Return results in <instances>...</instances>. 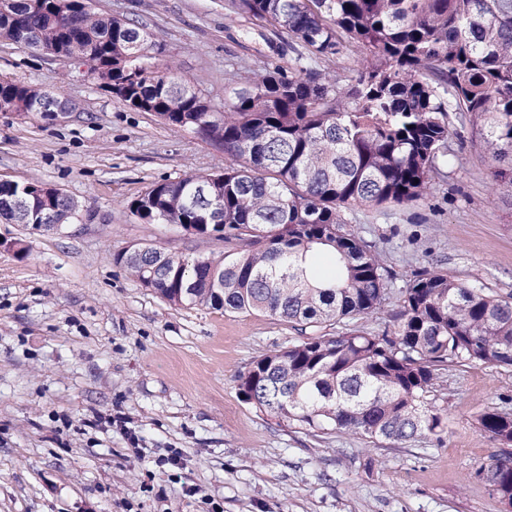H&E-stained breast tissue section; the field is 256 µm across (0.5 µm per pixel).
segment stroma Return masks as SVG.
<instances>
[{
  "label": "stroma",
  "instance_id": "obj_1",
  "mask_svg": "<svg viewBox=\"0 0 512 512\" xmlns=\"http://www.w3.org/2000/svg\"><path fill=\"white\" fill-rule=\"evenodd\" d=\"M139 19L214 111L227 69L248 77L287 46L243 37L224 0H94ZM57 93L73 111L0 112V180L38 181L81 208L62 231L0 223V512H499L474 475L496 454L476 425L512 413V369L446 367L429 394L440 440L376 448L364 437L279 422L242 401L236 378L301 339L256 313L172 306L114 261L150 244L188 257L223 251L174 224H144L128 204L154 182L222 171L199 135L124 106L83 68L0 39V78ZM451 160L417 203L358 207L351 223L402 289L434 265L487 292L512 293V190L454 119ZM23 242L16 251L14 242ZM180 468L166 466L172 454ZM193 487L194 496L184 493Z\"/></svg>",
  "mask_w": 512,
  "mask_h": 512
}]
</instances>
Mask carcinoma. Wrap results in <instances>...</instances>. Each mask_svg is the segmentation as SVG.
Returning a JSON list of instances; mask_svg holds the SVG:
<instances>
[{"label":"carcinoma","instance_id":"obj_1","mask_svg":"<svg viewBox=\"0 0 512 512\" xmlns=\"http://www.w3.org/2000/svg\"><path fill=\"white\" fill-rule=\"evenodd\" d=\"M243 27L285 38L288 66L266 61L224 93L214 112L200 91L155 62L138 21L94 12L90 0H0V39L88 73L116 100L189 129L224 149V170L155 182L130 212L224 242L191 261L134 245L122 264L174 306L262 314L295 326L338 325L265 354L236 379L243 401L282 423L360 435L375 446L441 439L430 402L438 370L481 362L512 367V295L463 285L435 267L398 296L395 329L370 334L353 321L391 298V275L349 225L358 206H402L428 195L448 164L451 114H466L512 188V0H224ZM362 67L344 83L328 71L348 47ZM36 88L0 78V112ZM34 193L25 227L49 205L68 221L75 202L54 188ZM17 188L0 183V220ZM479 429L512 447V415L495 407ZM512 512V453L477 470Z\"/></svg>","mask_w":512,"mask_h":512}]
</instances>
